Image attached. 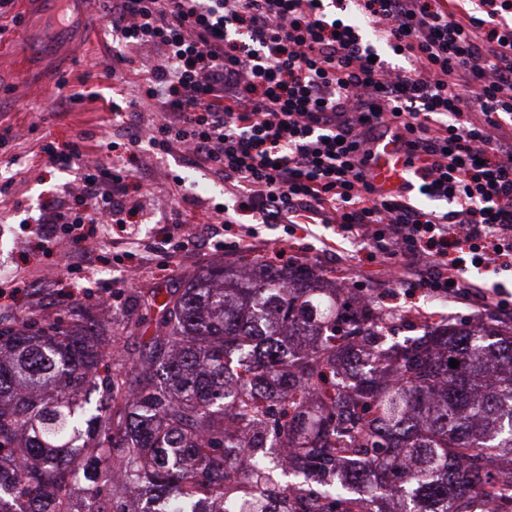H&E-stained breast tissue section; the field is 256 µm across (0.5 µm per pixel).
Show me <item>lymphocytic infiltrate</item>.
I'll return each instance as SVG.
<instances>
[{
  "label": "lymphocytic infiltrate",
  "instance_id": "lymphocytic-infiltrate-1",
  "mask_svg": "<svg viewBox=\"0 0 512 512\" xmlns=\"http://www.w3.org/2000/svg\"><path fill=\"white\" fill-rule=\"evenodd\" d=\"M324 0H112L119 45L152 53L131 110L158 105V149L184 148L224 178L223 221L332 224L384 255L426 262L413 290L445 297L467 268L512 266V0H356L362 24ZM407 59L376 58L363 29ZM428 166L419 191L446 212L378 196L365 173L380 127ZM81 196L108 223L135 216L132 176L79 146Z\"/></svg>",
  "mask_w": 512,
  "mask_h": 512
}]
</instances>
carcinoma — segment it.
<instances>
[{"label": "carcinoma", "instance_id": "cac0c4a2", "mask_svg": "<svg viewBox=\"0 0 512 512\" xmlns=\"http://www.w3.org/2000/svg\"><path fill=\"white\" fill-rule=\"evenodd\" d=\"M363 300L302 264L210 267L150 292L121 369L91 310L0 320V512H128L129 488L161 512H512V321L399 343L403 310Z\"/></svg>", "mask_w": 512, "mask_h": 512}]
</instances>
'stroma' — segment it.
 <instances>
[{"instance_id": "35a3bbf8", "label": "stroma", "mask_w": 512, "mask_h": 512, "mask_svg": "<svg viewBox=\"0 0 512 512\" xmlns=\"http://www.w3.org/2000/svg\"><path fill=\"white\" fill-rule=\"evenodd\" d=\"M95 32L86 48L74 51L79 23H71L69 41L60 45L57 57L45 59L34 46L44 25L36 23L30 37H21L11 15L0 16V262H7L6 278L0 279V315L29 323L44 317L59 319L77 305H90L93 294L107 292L112 329L131 333L119 346L118 358L137 349L140 338L156 318L146 310L142 296L149 290L178 287L213 263H234L250 254L276 258L278 264L304 263L314 269L349 280L351 287L380 298L383 304L411 311L413 318L393 328L396 340L416 335L425 317L455 320L507 319L512 308L482 303L478 289L499 288L512 295V270L493 272L469 269L472 288L451 300L420 294L406 298L405 283L421 277L426 267L393 259H371L363 244L334 235L331 229L313 226L308 234H286L282 225H257L256 237L242 239L237 224L217 229L209 217L224 200V181L208 168L192 163L181 152L162 153L149 146L127 152L130 126L142 128L164 117L161 107L128 112L126 103L138 90V78L125 65L114 64L118 50L110 14L103 0H93ZM81 94L82 102L62 105V98ZM96 153L109 168H123L145 178L146 187L136 199L141 210L135 218L136 241L101 224L81 225L82 242L41 234L51 210L82 208L78 196L83 171L49 162L44 149L66 150L70 144ZM197 201L194 243L171 255L161 248L172 232L171 220L181 196ZM224 234V249L209 248L213 232ZM132 251L142 258L135 280L124 281L122 257ZM52 280H45V273Z\"/></svg>"}]
</instances>
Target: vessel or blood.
I'll return each instance as SVG.
<instances>
[{
  "instance_id": "vessel-or-blood-1",
  "label": "vessel or blood",
  "mask_w": 512,
  "mask_h": 512,
  "mask_svg": "<svg viewBox=\"0 0 512 512\" xmlns=\"http://www.w3.org/2000/svg\"><path fill=\"white\" fill-rule=\"evenodd\" d=\"M29 15L41 16L43 9L58 13L65 9L74 10L79 18H86L85 0H50L49 4H39L38 0H18ZM424 163L408 151L403 134L396 129H383L370 145V158L367 175L378 193L383 196H397L421 177Z\"/></svg>"
}]
</instances>
